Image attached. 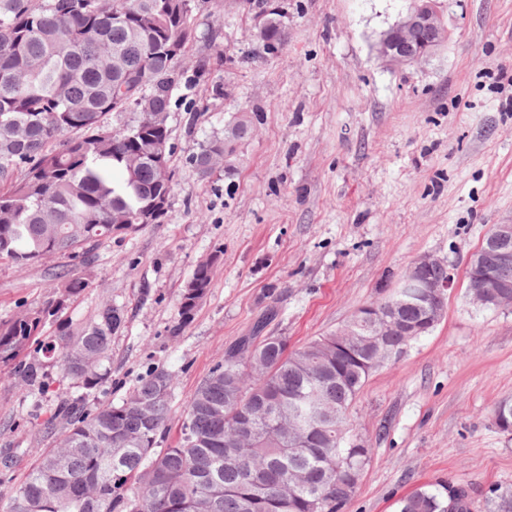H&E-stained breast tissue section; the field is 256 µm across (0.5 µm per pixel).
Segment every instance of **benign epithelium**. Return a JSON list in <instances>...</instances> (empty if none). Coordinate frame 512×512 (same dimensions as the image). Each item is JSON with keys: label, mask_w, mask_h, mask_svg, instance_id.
Returning <instances> with one entry per match:
<instances>
[{"label": "benign epithelium", "mask_w": 512, "mask_h": 512, "mask_svg": "<svg viewBox=\"0 0 512 512\" xmlns=\"http://www.w3.org/2000/svg\"><path fill=\"white\" fill-rule=\"evenodd\" d=\"M442 14L437 0H412L406 15L393 29L384 34L377 47L378 54L391 65L419 63L430 56L428 48L421 47L409 39V34L426 31L431 37V46L438 47L448 38V30L441 23ZM155 181L163 186L173 182L174 172L166 160V152L155 153L151 160ZM492 253L494 264L485 261V255ZM445 261L430 254L417 258L399 280L398 288L382 292L381 306H366L336 329V353L346 348L348 337L355 335L353 326L368 324L371 331L362 338L366 345L373 347V353L367 361L369 366H377L385 361L390 352L384 337L403 336L415 339L428 334L444 316V308L436 305L424 307V316L417 322L402 320L398 311L403 304L400 289L420 299L424 289L435 287L443 293L453 286V280L431 283L430 272ZM471 267L472 297L474 301L487 308L512 307V284L503 278L500 271L512 267V222L494 225L484 249L476 252L469 260Z\"/></svg>", "instance_id": "benign-epithelium-1"}]
</instances>
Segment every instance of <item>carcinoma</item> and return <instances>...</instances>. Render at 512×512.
<instances>
[{"instance_id": "1", "label": "carcinoma", "mask_w": 512, "mask_h": 512, "mask_svg": "<svg viewBox=\"0 0 512 512\" xmlns=\"http://www.w3.org/2000/svg\"><path fill=\"white\" fill-rule=\"evenodd\" d=\"M201 0H0V260L32 266L77 260L114 235L112 214L133 219L161 192L149 159L169 141L174 90H193L221 58L186 62L197 39ZM269 51L285 40L283 13L262 10ZM133 118L114 125L113 117ZM239 147L214 135L187 160L210 175L209 152ZM142 162L130 168L128 155ZM214 262L194 269L172 337L207 295ZM88 283L67 277L59 297L0 323V359L18 358L46 321ZM253 335L224 350L184 407L180 435L161 448L173 377L157 369L121 402L93 410L61 405L63 446L45 451L19 484L0 483L6 512H339L355 495L370 449L347 439L349 410L372 371L351 356L336 361L331 334L288 349L286 336ZM122 323L107 306L98 318L43 344L63 377L87 390L106 382L112 332ZM43 364L19 363L37 383ZM424 485L397 512H471L468 489ZM489 512H512V486L489 490Z\"/></svg>"}]
</instances>
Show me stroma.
<instances>
[{"mask_svg":"<svg viewBox=\"0 0 512 512\" xmlns=\"http://www.w3.org/2000/svg\"><path fill=\"white\" fill-rule=\"evenodd\" d=\"M287 39L275 53L255 38V9L205 0L190 57L218 35L223 67L170 112L175 177L163 223L112 237L84 261H0V322L39 308L70 272L87 286L36 336L24 360L104 305L123 315L112 335L111 376L88 391L44 364L42 389L18 384L0 362V454L19 483L60 432L41 423L63 402H120L154 368L175 387L169 427L224 349L248 335L267 306L269 332L289 348L336 329L394 288L423 254L453 278L445 316L379 367L350 410V437L370 450L343 512H395L420 486L471 489L487 512L493 486H512V433L494 410L512 398V308L487 309L467 288L469 258L494 224L512 219V0H438L445 45L425 61L392 66L377 53L411 0H274ZM223 92L211 94V80ZM254 113L255 133L232 170L201 178L190 148L223 133L232 113ZM216 257L209 292L178 338L180 294Z\"/></svg>","mask_w":512,"mask_h":512,"instance_id":"1","label":"stroma"}]
</instances>
